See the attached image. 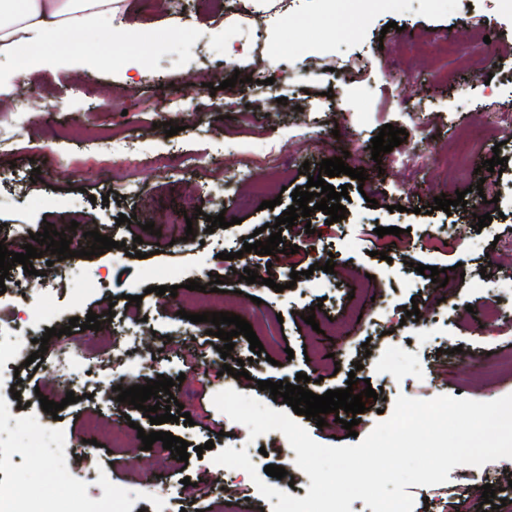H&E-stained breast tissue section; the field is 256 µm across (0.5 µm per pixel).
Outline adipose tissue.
Masks as SVG:
<instances>
[{"instance_id":"adipose-tissue-1","label":"adipose tissue","mask_w":512,"mask_h":512,"mask_svg":"<svg viewBox=\"0 0 512 512\" xmlns=\"http://www.w3.org/2000/svg\"><path fill=\"white\" fill-rule=\"evenodd\" d=\"M123 0H0V58L14 77L41 63L40 49L76 31H93L117 15Z\"/></svg>"}]
</instances>
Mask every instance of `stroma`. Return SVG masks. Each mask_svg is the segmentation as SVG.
I'll return each mask as SVG.
<instances>
[{"instance_id": "stroma-1", "label": "stroma", "mask_w": 512, "mask_h": 512, "mask_svg": "<svg viewBox=\"0 0 512 512\" xmlns=\"http://www.w3.org/2000/svg\"><path fill=\"white\" fill-rule=\"evenodd\" d=\"M246 13H224L217 0H193L189 12L166 0H125L122 11L102 30L66 39L51 64L25 78L0 62V143L6 165L0 167V239L20 251L45 224L64 230L71 222L117 241V248L91 258L72 257L54 264L36 258L34 274L15 265L0 293V327L23 341L44 337L33 326L31 309L47 312V327L96 313L104 321L98 335L73 328L71 335L48 340L39 367L6 368L0 374V416L10 422L0 432V484L19 490L44 512H273L249 474L213 463L214 451L247 449L257 469L275 464L289 479L266 477L268 485L306 497L309 477L295 465L286 437L267 433L250 438L213 404L214 395L231 388L288 411L273 401L258 381L295 382L321 395L365 387L378 396L366 399L354 436H347L334 414L325 427L298 416L311 437L331 446L355 444L393 410L398 396L430 400L460 395L492 401L512 394V372L484 371L487 354L512 351V129L497 128L498 113L512 111V0H247ZM493 33L492 59L482 40ZM473 54L470 68L441 76L442 46ZM353 62L348 71H330L336 59ZM265 72L272 88L254 90L249 78ZM241 74L242 83L222 88ZM199 83L216 92L199 91ZM37 87L39 105L20 97ZM178 126L166 136L163 122ZM406 129L408 138L382 154L381 170H370L363 187L348 175L331 178L347 187L345 219L330 224L322 211L298 217L282 231L294 254L238 253L250 234L274 223L291 192L306 186L321 160L369 152L383 125ZM499 145L506 162L502 191L494 205L475 190L466 165L440 167L438 158L455 151L466 155L472 139ZM283 147L284 167L271 172L261 164L267 143ZM194 155L198 166L183 169L178 156ZM40 169L32 180V169ZM465 192L466 206L426 213L435 196ZM196 198L204 215L185 222L187 198ZM274 208H262L263 199ZM376 207H369V200ZM411 202L409 212L397 204ZM491 214L489 226L475 230L477 216ZM136 224H118L119 215ZM224 215L229 227L207 232L205 215ZM153 222L154 232L142 230ZM401 228V235H377V227ZM443 230L447 245H433L429 232ZM142 237L139 256H127L126 244ZM135 243V242H134ZM335 260L351 280L336 281L322 264ZM269 267L273 286L249 284L239 273L247 263ZM448 269L447 287L415 264ZM492 266L491 277L481 275ZM298 279H291L292 270ZM224 282L226 298L251 326L267 322L259 333L263 355H253L245 337L234 339V358L243 360L245 378L224 373L218 337L203 323L179 317L209 312L219 295L198 293L185 306L186 284ZM360 290H353V283ZM177 286L176 294H153L156 286ZM141 296L140 305L130 304ZM501 303L490 325L467 317L486 298ZM427 311L422 320L406 317L411 307ZM314 314L315 325L304 321ZM343 335L327 337L337 320ZM64 345L87 398L67 405L58 416L41 408L38 391L56 386L52 351ZM325 346L335 366L318 368L304 348ZM362 370H354V362ZM174 379L171 391L189 412L192 424L154 426L142 411L111 401L114 386L144 384L157 375ZM20 398H13V391ZM119 427L136 423L144 431L172 433L203 454L187 462L168 450L146 451L141 441L127 448L89 442V416ZM48 422L51 436L64 442L59 454L40 447L26 424ZM213 449H206V442ZM499 512H512V459L480 467L457 466L446 483L408 486L413 512H480L483 485Z\"/></svg>"}]
</instances>
